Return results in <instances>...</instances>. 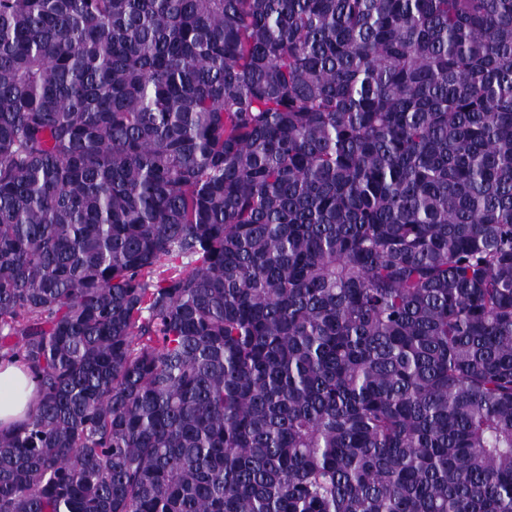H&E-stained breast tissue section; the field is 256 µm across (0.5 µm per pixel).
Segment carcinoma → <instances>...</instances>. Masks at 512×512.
Segmentation results:
<instances>
[{"instance_id": "obj_1", "label": "carcinoma", "mask_w": 512, "mask_h": 512, "mask_svg": "<svg viewBox=\"0 0 512 512\" xmlns=\"http://www.w3.org/2000/svg\"><path fill=\"white\" fill-rule=\"evenodd\" d=\"M0 512H512V0H0ZM38 399L30 373L15 362L0 363V429L7 430L24 421Z\"/></svg>"}]
</instances>
